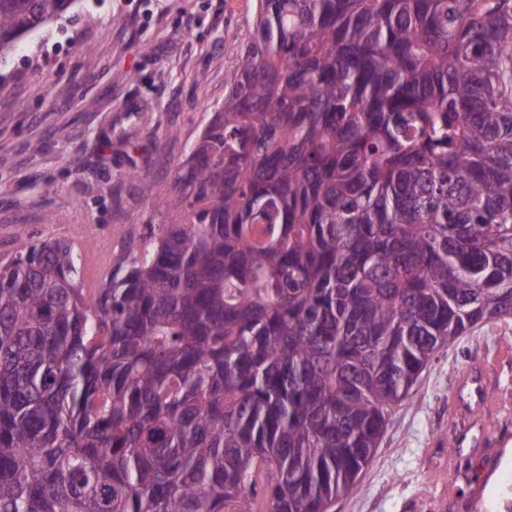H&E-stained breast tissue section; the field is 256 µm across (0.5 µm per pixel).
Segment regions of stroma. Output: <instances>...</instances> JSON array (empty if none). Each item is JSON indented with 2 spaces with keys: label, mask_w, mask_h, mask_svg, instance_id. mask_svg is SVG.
Here are the masks:
<instances>
[{
  "label": "stroma",
  "mask_w": 512,
  "mask_h": 512,
  "mask_svg": "<svg viewBox=\"0 0 512 512\" xmlns=\"http://www.w3.org/2000/svg\"><path fill=\"white\" fill-rule=\"evenodd\" d=\"M256 0H77L19 42L0 68V258L65 239L82 285L99 287L128 237L147 241L184 211L152 205L224 101ZM140 112L127 114L128 105ZM512 316L490 320L431 360L334 512H504L512 415L485 441L461 373L512 392ZM453 486L452 496L439 488Z\"/></svg>",
  "instance_id": "stroma-1"
}]
</instances>
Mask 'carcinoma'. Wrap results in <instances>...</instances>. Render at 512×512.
Wrapping results in <instances>:
<instances>
[{
    "instance_id": "1",
    "label": "carcinoma",
    "mask_w": 512,
    "mask_h": 512,
    "mask_svg": "<svg viewBox=\"0 0 512 512\" xmlns=\"http://www.w3.org/2000/svg\"><path fill=\"white\" fill-rule=\"evenodd\" d=\"M74 0H0V66ZM183 207L80 287L0 260V512H331L512 314V0H257Z\"/></svg>"
}]
</instances>
